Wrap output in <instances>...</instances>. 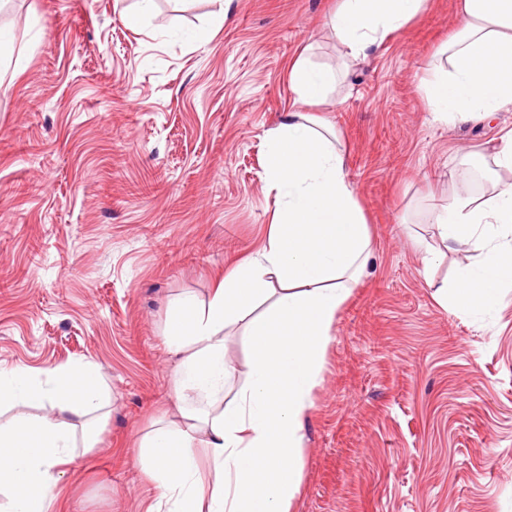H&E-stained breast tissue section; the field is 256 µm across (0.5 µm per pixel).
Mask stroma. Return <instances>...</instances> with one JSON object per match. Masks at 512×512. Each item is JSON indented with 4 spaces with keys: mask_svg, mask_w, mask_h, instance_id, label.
<instances>
[{
    "mask_svg": "<svg viewBox=\"0 0 512 512\" xmlns=\"http://www.w3.org/2000/svg\"><path fill=\"white\" fill-rule=\"evenodd\" d=\"M134 6L0 0V369L91 360L110 393L50 512H146L139 442L173 410L169 302L206 299L260 247L264 136L301 110L335 130L374 253L326 351L293 512H512V291L444 308L411 244L441 249L434 209L512 179L490 155L512 106L461 126L424 98L456 0H426L358 60L336 0H155L138 29ZM302 52L344 74L306 108L288 80Z\"/></svg>",
    "mask_w": 512,
    "mask_h": 512,
    "instance_id": "stroma-1",
    "label": "stroma"
}]
</instances>
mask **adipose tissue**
I'll return each mask as SVG.
<instances>
[{"instance_id":"adipose-tissue-1","label":"adipose tissue","mask_w":512,"mask_h":512,"mask_svg":"<svg viewBox=\"0 0 512 512\" xmlns=\"http://www.w3.org/2000/svg\"><path fill=\"white\" fill-rule=\"evenodd\" d=\"M424 0H338L337 39L357 59L383 45ZM460 26L446 63L424 84L430 109L454 124L489 119L512 105V0H458ZM289 82L299 101L323 102L331 77L298 56ZM326 126L291 112L267 132L264 176L277 197L262 246L225 272L207 301L175 299L164 336L178 360L169 384L178 421L156 422L139 457L158 491L147 512H292L302 482L304 425L326 350L351 286L372 258L362 209L342 150ZM447 251L425 249V276L448 251L468 253L440 304L486 308L512 288V183L489 195L462 192L431 217ZM242 328L251 350L248 382L229 391L227 331ZM50 406L0 420V512H48L77 446L90 449L91 417L106 407L91 361L43 372L0 369V406Z\"/></svg>"}]
</instances>
